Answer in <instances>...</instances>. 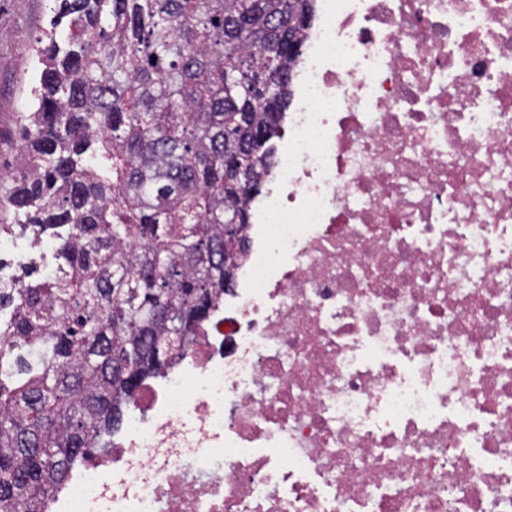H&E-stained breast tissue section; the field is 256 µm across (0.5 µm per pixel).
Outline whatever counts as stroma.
Returning a JSON list of instances; mask_svg holds the SVG:
<instances>
[{
	"instance_id": "obj_1",
	"label": "stroma",
	"mask_w": 512,
	"mask_h": 512,
	"mask_svg": "<svg viewBox=\"0 0 512 512\" xmlns=\"http://www.w3.org/2000/svg\"><path fill=\"white\" fill-rule=\"evenodd\" d=\"M59 8L60 0H0V224L16 221V209L3 198L16 185L23 117L43 69L38 41L52 30L61 38L68 32L69 18Z\"/></svg>"
}]
</instances>
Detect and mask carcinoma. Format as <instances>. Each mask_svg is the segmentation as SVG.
I'll return each instance as SVG.
<instances>
[{
	"instance_id": "cac0c4a2",
	"label": "carcinoma",
	"mask_w": 512,
	"mask_h": 512,
	"mask_svg": "<svg viewBox=\"0 0 512 512\" xmlns=\"http://www.w3.org/2000/svg\"><path fill=\"white\" fill-rule=\"evenodd\" d=\"M315 4L71 0L51 32L8 201L57 230L70 273L0 280V512H44L224 295V225L249 224Z\"/></svg>"
}]
</instances>
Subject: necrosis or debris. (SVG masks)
Returning <instances> with one entry per match:
<instances>
[{
    "instance_id": "obj_1",
    "label": "necrosis or debris",
    "mask_w": 512,
    "mask_h": 512,
    "mask_svg": "<svg viewBox=\"0 0 512 512\" xmlns=\"http://www.w3.org/2000/svg\"><path fill=\"white\" fill-rule=\"evenodd\" d=\"M234 287L46 512H512V0H319Z\"/></svg>"
}]
</instances>
